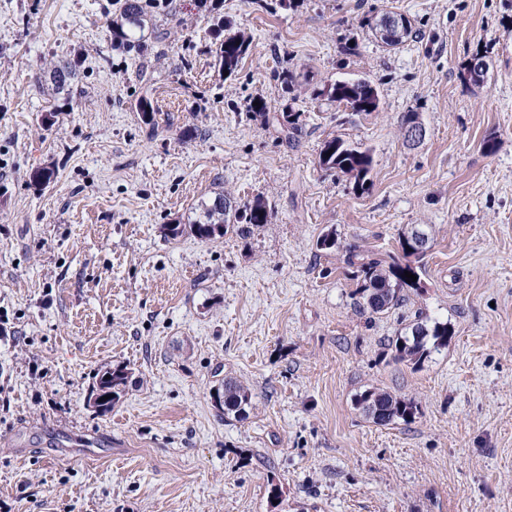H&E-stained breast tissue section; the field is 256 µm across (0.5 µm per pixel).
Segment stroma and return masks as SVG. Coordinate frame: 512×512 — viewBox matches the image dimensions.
Returning <instances> with one entry per match:
<instances>
[{
    "label": "stroma",
    "instance_id": "35a3bbf8",
    "mask_svg": "<svg viewBox=\"0 0 512 512\" xmlns=\"http://www.w3.org/2000/svg\"><path fill=\"white\" fill-rule=\"evenodd\" d=\"M106 3L0 0V512H512V0H172L139 56L112 50ZM391 6L420 31L395 50L361 27ZM228 29L251 41L230 79L207 53ZM66 60L63 106L43 70ZM284 67L312 89L369 80L380 109L281 96ZM254 98L301 113L295 142ZM411 110L416 145L400 133ZM335 134L372 149L369 191L319 168ZM46 166L54 180L31 184ZM218 191L262 196L268 223L164 238ZM413 224L432 238L423 292L360 311L351 267L318 238L392 251ZM419 311L455 335L415 369L389 344ZM120 362L125 395L97 413L94 378ZM225 378L251 389L246 415L213 407ZM369 388L420 415L374 424L355 405Z\"/></svg>",
    "mask_w": 512,
    "mask_h": 512
}]
</instances>
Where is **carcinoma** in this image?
I'll return each mask as SVG.
<instances>
[{
    "label": "carcinoma",
    "instance_id": "1",
    "mask_svg": "<svg viewBox=\"0 0 512 512\" xmlns=\"http://www.w3.org/2000/svg\"><path fill=\"white\" fill-rule=\"evenodd\" d=\"M120 20L110 21L108 29L112 46L126 53H143L147 48L144 29L147 19L155 14L170 15L168 0H116ZM392 10H382L369 17L363 26L379 43L396 49L409 39L417 37V31L406 15H400V25L389 26ZM250 48L249 37L241 31L228 32L224 39L211 50L216 65L222 71L233 74ZM51 84L59 92L73 89L75 72L66 63L48 68ZM317 96H325L336 104L337 109L355 114H371L379 111L380 99L376 87L368 80H337L323 88L313 90ZM301 114L283 112L275 117L286 138H291L301 129ZM318 164L327 171L348 177L353 191L363 193L372 184L375 168L373 152L361 144L350 142L340 136L326 139L318 155ZM269 210L264 199L257 197L248 202H234L227 194H218L211 202L200 204L198 219L190 224H164L161 227L165 238L175 240L190 234L204 242L224 237L230 228L241 224L257 226L268 223ZM406 234L399 235L398 248L394 252L381 253L371 248L350 245L346 247L348 266L353 268L357 281L356 294L363 299L362 308L375 315L387 314L410 300V294L423 288L420 277L425 273L424 258L427 252H417L405 246ZM410 272L418 280L406 282L404 272ZM454 335L450 322L418 314L392 341L394 358L416 367L432 354L448 347ZM132 376L126 365H115L96 376L90 388L88 401L102 414L112 410L125 395ZM214 407L226 414L242 416L252 405L250 388L232 378H226L210 392ZM355 405L373 423L386 426L398 422L409 424L420 414L418 402L412 398L397 396L377 388L366 389L355 399Z\"/></svg>",
    "mask_w": 512,
    "mask_h": 512
}]
</instances>
